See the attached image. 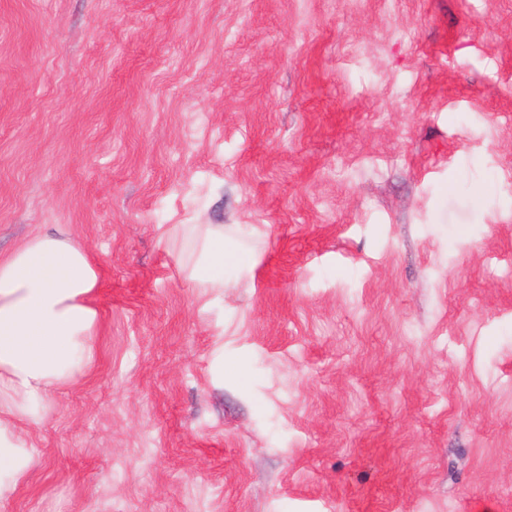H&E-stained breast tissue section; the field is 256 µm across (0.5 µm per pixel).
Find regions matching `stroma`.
I'll return each mask as SVG.
<instances>
[{"label": "stroma", "mask_w": 512, "mask_h": 512, "mask_svg": "<svg viewBox=\"0 0 512 512\" xmlns=\"http://www.w3.org/2000/svg\"><path fill=\"white\" fill-rule=\"evenodd\" d=\"M54 227L96 358L0 512H512V0H0V257ZM167 245L181 258L186 241H191L200 258L191 266L189 278L199 288L224 291V268L237 264L236 246L224 240L220 224H176L165 231Z\"/></svg>", "instance_id": "obj_1"}]
</instances>
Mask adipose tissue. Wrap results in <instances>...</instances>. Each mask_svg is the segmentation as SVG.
Segmentation results:
<instances>
[{
	"label": "adipose tissue",
	"mask_w": 512,
	"mask_h": 512,
	"mask_svg": "<svg viewBox=\"0 0 512 512\" xmlns=\"http://www.w3.org/2000/svg\"><path fill=\"white\" fill-rule=\"evenodd\" d=\"M168 246L199 252L189 277L220 290L238 250L220 224H176ZM100 276L90 252L62 232L41 230L0 257V499L27 476L33 457L23 428L45 422L52 396L93 363Z\"/></svg>",
	"instance_id": "adipose-tissue-1"
}]
</instances>
